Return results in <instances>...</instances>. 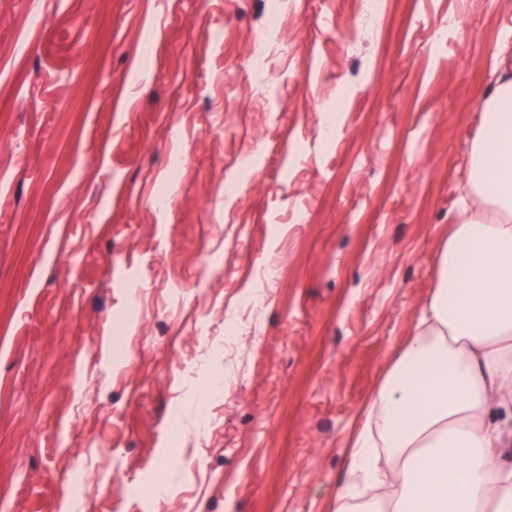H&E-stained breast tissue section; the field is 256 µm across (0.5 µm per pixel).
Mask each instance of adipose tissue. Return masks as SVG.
<instances>
[{"label":"adipose tissue","mask_w":512,"mask_h":512,"mask_svg":"<svg viewBox=\"0 0 512 512\" xmlns=\"http://www.w3.org/2000/svg\"><path fill=\"white\" fill-rule=\"evenodd\" d=\"M413 336L348 438L336 512H512V67Z\"/></svg>","instance_id":"adipose-tissue-1"}]
</instances>
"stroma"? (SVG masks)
<instances>
[{"label":"stroma","mask_w":512,"mask_h":512,"mask_svg":"<svg viewBox=\"0 0 512 512\" xmlns=\"http://www.w3.org/2000/svg\"><path fill=\"white\" fill-rule=\"evenodd\" d=\"M509 31L512 0H0V512H336Z\"/></svg>","instance_id":"stroma-1"}]
</instances>
